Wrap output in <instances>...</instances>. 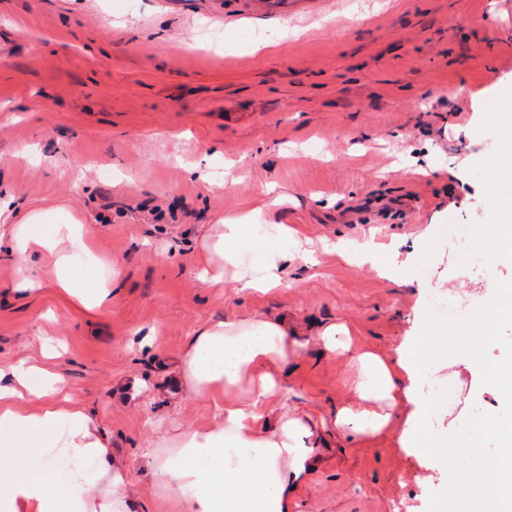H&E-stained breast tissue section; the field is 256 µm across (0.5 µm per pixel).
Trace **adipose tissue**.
<instances>
[{
    "label": "adipose tissue",
    "mask_w": 512,
    "mask_h": 512,
    "mask_svg": "<svg viewBox=\"0 0 512 512\" xmlns=\"http://www.w3.org/2000/svg\"><path fill=\"white\" fill-rule=\"evenodd\" d=\"M46 217L34 211L21 223L0 225V245L22 267L14 292L41 288L33 272L38 262L51 268L55 288L78 309L93 314L110 307L118 263H102L88 248L76 215L47 236L39 229ZM249 228L243 216L213 226L201 242L203 283L265 292L282 285L289 263L306 259L305 251L283 247L287 226L270 224L262 245L249 241ZM80 267L92 271V283L76 279ZM311 344L347 356L355 370L354 397L334 412L337 435L381 432L398 399L411 397L401 385L408 360L354 346L342 323L308 340L286 319L260 313L200 327L170 380L182 396L209 401L214 421L195 429L169 420L143 454L170 512H292V495L313 470L319 422L293 402L283 370ZM56 354L48 344L44 363L22 358L0 367V512H137L128 493L131 462L113 455L106 430L48 366ZM270 408L278 416L266 426Z\"/></svg>",
    "instance_id": "ef3b65f1"
}]
</instances>
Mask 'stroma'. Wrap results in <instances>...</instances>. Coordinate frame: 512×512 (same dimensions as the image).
<instances>
[{
    "instance_id": "obj_1",
    "label": "stroma",
    "mask_w": 512,
    "mask_h": 512,
    "mask_svg": "<svg viewBox=\"0 0 512 512\" xmlns=\"http://www.w3.org/2000/svg\"><path fill=\"white\" fill-rule=\"evenodd\" d=\"M509 53L512 0H0V221L78 215L98 254L121 263L111 307L86 314L44 266L39 293L12 294L18 267L1 253L0 365L39 356L45 335L65 344L55 369L132 462L129 492L150 512L142 451L158 424L214 417L165 384L198 327L256 312L305 332L343 322L356 346L408 356L431 293L475 308L512 280V257L489 258L480 277L442 236L470 224L472 248L488 250L496 163L512 157V67L498 63ZM256 209L313 254L267 294L207 287L201 237ZM364 241L398 247L404 266L386 275L337 252ZM137 332L150 349H129ZM468 361L427 371L460 388L433 433L501 410ZM286 371L319 413L353 396L348 362L317 347ZM137 381L143 392L125 395ZM410 386L393 427L317 449L294 512H428L449 474L413 442L427 385Z\"/></svg>"
}]
</instances>
